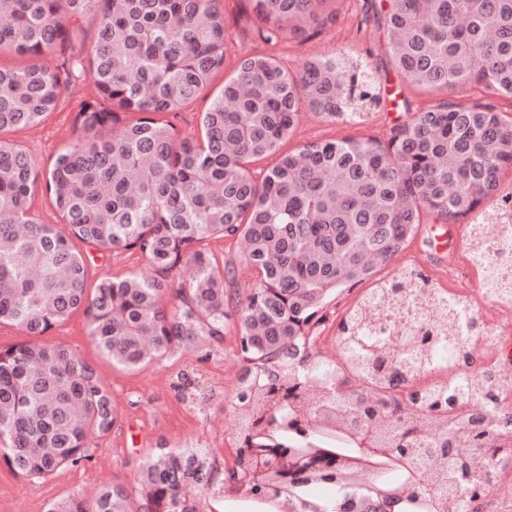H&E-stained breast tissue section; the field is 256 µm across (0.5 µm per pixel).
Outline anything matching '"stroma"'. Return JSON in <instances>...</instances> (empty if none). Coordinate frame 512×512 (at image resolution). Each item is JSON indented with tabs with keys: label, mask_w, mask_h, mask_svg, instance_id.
<instances>
[{
	"label": "stroma",
	"mask_w": 512,
	"mask_h": 512,
	"mask_svg": "<svg viewBox=\"0 0 512 512\" xmlns=\"http://www.w3.org/2000/svg\"><path fill=\"white\" fill-rule=\"evenodd\" d=\"M382 2L331 0L333 22L313 37L289 38L272 46L263 42L247 23L242 0H224L229 61L265 53L273 55L285 70L298 72L308 61L351 50L368 57L382 76L385 97L379 107L368 110L362 118L331 120L309 107H301L289 149L328 138L383 141L402 117L392 106L393 97L407 99L415 111L434 104V95L413 86L392 70L382 49V37L372 21ZM11 138L44 167L59 150L73 142L74 135L67 113L61 111L39 126L12 133ZM434 224V217L423 216L407 246L386 266L376 269L373 280L327 294L323 308L325 320L317 328L320 350L332 358H342L343 353L334 340L343 313L372 288L374 279L392 276L402 267L418 266L442 295L481 286L483 273L471 262L466 248L451 253L438 247ZM208 249L216 259H235L232 294L235 301L245 300L258 286L260 277L240 260L239 244L232 239L212 240ZM86 252L90 257L89 278L93 281L148 269L146 259L130 251L103 253L90 246ZM41 340L67 346L97 366L115 401L117 422L108 435L87 432L85 446L91 457L81 466L68 467L35 481L0 467V512H46L52 502L73 495L90 500L100 489L115 484L135 492L142 463L161 446L207 449L220 438L224 441V464L233 465L238 422L233 401L245 365L236 318H229L224 336L215 344L210 357H203L200 350L190 346L172 359L135 372L102 362L86 332L82 313H75L56 325ZM180 371L199 376L204 384L203 396L196 407L183 403L173 386L174 376Z\"/></svg>",
	"instance_id": "1"
}]
</instances>
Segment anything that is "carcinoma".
<instances>
[{"label": "carcinoma", "mask_w": 512, "mask_h": 512, "mask_svg": "<svg viewBox=\"0 0 512 512\" xmlns=\"http://www.w3.org/2000/svg\"><path fill=\"white\" fill-rule=\"evenodd\" d=\"M245 2L270 45L331 19L330 0ZM90 15L97 18L91 50L67 55ZM373 20L395 71L438 96L436 104L412 112L393 100L407 120L384 142L331 138L282 154L299 108L334 119L381 104V78L366 60L348 52L292 73L270 55L247 57L200 113L196 138L173 119L224 71L223 0H0V54L30 60L22 69L0 64V134L44 123L85 69L96 75L93 91L69 109L76 141L46 169L0 137V326L41 336L80 310L101 359L114 367L141 371L188 345L206 358L224 336L234 261H217L202 242L237 240L261 279L237 308L248 366L234 408L252 424L240 435L235 471L265 448H298L300 430L275 418L266 426L259 412L268 400L279 411L282 401H305L308 413L330 415L324 428L357 439L372 431L405 463L429 464L449 497L475 495L481 482L471 450L495 454L498 436L512 433V401L495 374L483 369L476 387L456 378L414 391L405 405L395 396L412 378L400 363L404 354L417 355L419 374L470 357L459 323L404 328L385 312L342 319L341 351L365 386L344 397L326 382L329 393L308 402L307 337L324 320L327 293L372 277L366 256L388 263L424 212L448 224L490 207L512 210V198L499 197L501 171L512 165V115L490 102L456 100L470 83L512 97V0H388ZM276 153L256 181L249 165ZM41 185L62 224L31 211ZM78 241L138 252L153 275L130 272L91 285ZM469 254L484 269L483 287L499 288L480 247ZM188 263L195 275L177 285L168 310L160 297ZM432 290L425 274L407 267L370 293L388 303ZM472 397L485 402L484 413L460 430L448 410ZM418 413L436 419L438 433L425 446L413 422ZM116 422L99 370L72 349L0 348V463L11 471L39 480L78 466L89 459L87 431L106 436ZM311 482L296 477L278 499L246 490L264 509L286 512L302 500L294 488ZM212 484L209 455L159 448L142 464L136 498L112 485L91 502L73 496L46 512H206Z\"/></svg>", "instance_id": "1"}]
</instances>
